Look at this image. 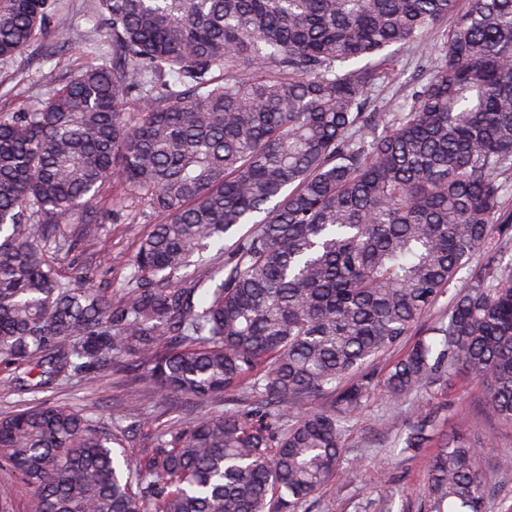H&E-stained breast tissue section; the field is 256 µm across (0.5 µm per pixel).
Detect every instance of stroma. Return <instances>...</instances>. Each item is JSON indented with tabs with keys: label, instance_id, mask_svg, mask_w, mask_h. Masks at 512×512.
<instances>
[{
	"label": "stroma",
	"instance_id": "stroma-1",
	"mask_svg": "<svg viewBox=\"0 0 512 512\" xmlns=\"http://www.w3.org/2000/svg\"><path fill=\"white\" fill-rule=\"evenodd\" d=\"M61 10L74 19L65 58L77 69L87 61V52L97 40L85 16L89 0H59ZM59 71L57 61L41 58L38 47H30L21 57L0 61V112H16L39 106L50 96ZM146 224L98 225L86 245L92 257L96 279L121 294L126 286L127 262L134 254L140 236L149 232ZM415 334L403 338L389 357L381 359L369 375V394L364 405L349 422L345 432L342 471L335 480L306 505V512H425L424 490L428 483L429 460L434 447L418 451L390 450L396 430L409 429L414 421L411 404L392 406L384 391V378L391 361L403 356L416 342ZM129 363L121 362L103 377L79 378L55 389L18 396L0 390V413L42 402L87 410H106L113 405H131L138 399V386ZM481 384L468 375L459 376L454 386L442 391L427 389L415 401L441 414L439 433L464 430L472 443L481 445L482 470L497 488L486 512H512V473L494 469L497 459L512 456V425L499 420L480 404ZM414 401V402H415ZM195 401L171 397L156 404L141 427L131 434L128 453H135L155 427H161L200 414Z\"/></svg>",
	"mask_w": 512,
	"mask_h": 512
}]
</instances>
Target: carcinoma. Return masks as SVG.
Listing matches in <instances>:
<instances>
[{
  "label": "carcinoma",
  "mask_w": 512,
  "mask_h": 512,
  "mask_svg": "<svg viewBox=\"0 0 512 512\" xmlns=\"http://www.w3.org/2000/svg\"><path fill=\"white\" fill-rule=\"evenodd\" d=\"M94 2L109 52L0 113V365L24 394L131 359L141 399L0 416V512L18 486L33 512H302L339 473L364 371L473 262L385 386L398 406L464 372L512 423V262L487 247L495 224L512 240V0ZM70 30L56 0H0L1 60ZM392 47L427 79L371 112ZM134 204L153 228L116 298L75 252ZM210 249L224 260L180 276ZM169 396L211 406L131 459ZM413 414L410 450L434 421ZM429 466L426 512H486L463 432Z\"/></svg>",
  "instance_id": "obj_1"
}]
</instances>
